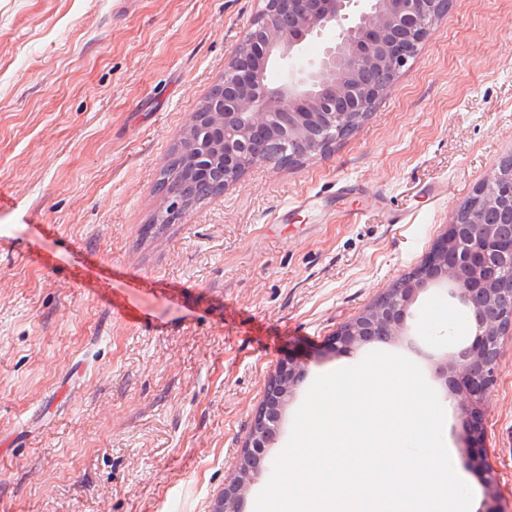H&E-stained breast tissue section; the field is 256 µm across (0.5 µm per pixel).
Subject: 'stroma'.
Here are the masks:
<instances>
[{
  "label": "stroma",
  "instance_id": "35a3bbf8",
  "mask_svg": "<svg viewBox=\"0 0 512 512\" xmlns=\"http://www.w3.org/2000/svg\"><path fill=\"white\" fill-rule=\"evenodd\" d=\"M257 0H0V512H210L268 377L360 363L330 339L421 266L512 154V0H453L393 91L331 151L249 169L181 224L149 228L158 174ZM368 188L274 218L296 196ZM443 188L428 201L426 188ZM101 274L104 297L76 281ZM468 308L421 292L383 352L417 363L473 493L484 474L435 365ZM482 446L512 504V339Z\"/></svg>",
  "mask_w": 512,
  "mask_h": 512
}]
</instances>
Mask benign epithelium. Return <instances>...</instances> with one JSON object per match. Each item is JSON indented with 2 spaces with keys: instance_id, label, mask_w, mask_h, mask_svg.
<instances>
[{
  "instance_id": "benign-epithelium-1",
  "label": "benign epithelium",
  "mask_w": 512,
  "mask_h": 512,
  "mask_svg": "<svg viewBox=\"0 0 512 512\" xmlns=\"http://www.w3.org/2000/svg\"><path fill=\"white\" fill-rule=\"evenodd\" d=\"M253 22L183 128L166 165L179 160L191 179L204 177L226 190L246 171L275 162L257 147L274 138L298 163L321 154L355 131L373 104L394 87L397 74L413 58L433 26L448 13V0H258ZM322 38L320 55L305 53L307 42ZM388 79L372 84L371 70ZM277 73L269 82L268 73ZM194 204L171 193L152 224L181 222ZM512 213V168H497L470 200L460 206L430 259L398 288H388L332 337V347L353 353L407 335V317L418 294L449 287L469 308L472 340L435 367L436 377L458 401L464 438L482 439L481 417L496 382V363L505 337L512 335V236L483 222V210ZM306 376L291 362L268 379L264 400L224 492L212 512H241V502L263 472L277 440L282 414ZM485 472L481 512H506L496 477L481 455Z\"/></svg>"
}]
</instances>
